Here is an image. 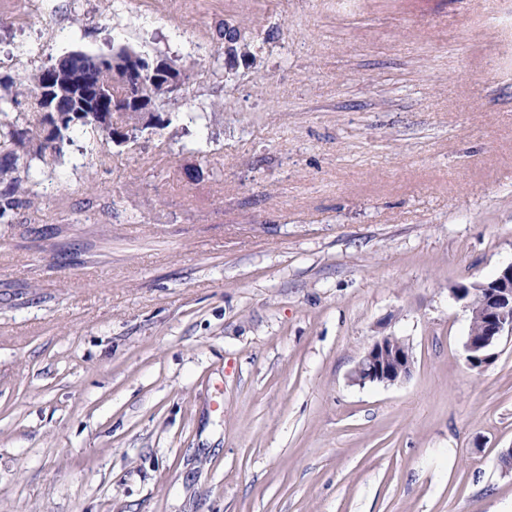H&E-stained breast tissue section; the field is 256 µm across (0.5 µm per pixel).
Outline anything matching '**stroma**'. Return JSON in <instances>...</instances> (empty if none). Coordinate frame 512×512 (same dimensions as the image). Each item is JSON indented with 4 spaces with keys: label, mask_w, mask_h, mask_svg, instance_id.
<instances>
[{
    "label": "stroma",
    "mask_w": 512,
    "mask_h": 512,
    "mask_svg": "<svg viewBox=\"0 0 512 512\" xmlns=\"http://www.w3.org/2000/svg\"><path fill=\"white\" fill-rule=\"evenodd\" d=\"M472 3L0 0V74L181 71L0 224V512H512V337L470 368L451 297L512 262V0ZM390 333L410 377L352 383ZM220 35L223 39L222 54L224 53L227 62L237 64L240 60L245 64H255L256 56L252 51V45L245 33H241L239 26L224 24V30Z\"/></svg>",
    "instance_id": "1"
}]
</instances>
